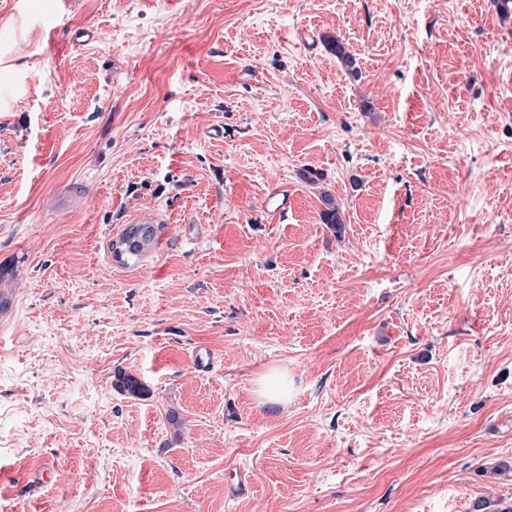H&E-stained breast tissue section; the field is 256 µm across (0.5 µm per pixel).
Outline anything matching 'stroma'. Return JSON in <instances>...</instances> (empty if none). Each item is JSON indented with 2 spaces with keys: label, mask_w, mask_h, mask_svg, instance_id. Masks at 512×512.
<instances>
[{
  "label": "stroma",
  "mask_w": 512,
  "mask_h": 512,
  "mask_svg": "<svg viewBox=\"0 0 512 512\" xmlns=\"http://www.w3.org/2000/svg\"><path fill=\"white\" fill-rule=\"evenodd\" d=\"M0 267V512H503L512 0H0ZM156 229L153 224H131L118 241L112 243V258L120 266L140 260L154 241ZM256 392L264 403L287 406L288 375L281 370H269L256 379Z\"/></svg>",
  "instance_id": "1"
}]
</instances>
